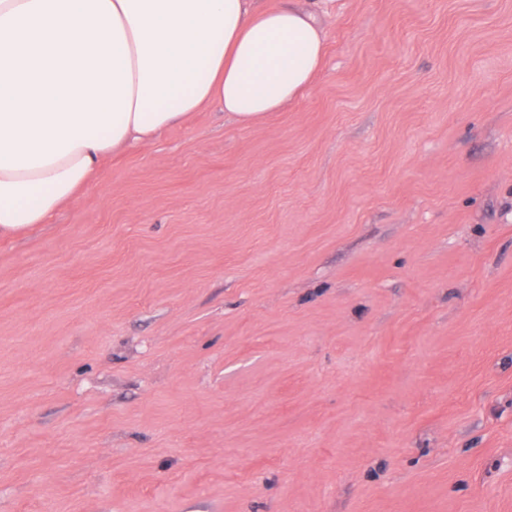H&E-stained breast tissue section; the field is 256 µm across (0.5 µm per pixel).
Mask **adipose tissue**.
<instances>
[{
  "label": "adipose tissue",
  "mask_w": 512,
  "mask_h": 512,
  "mask_svg": "<svg viewBox=\"0 0 512 512\" xmlns=\"http://www.w3.org/2000/svg\"><path fill=\"white\" fill-rule=\"evenodd\" d=\"M323 3L0 0V237L50 223L107 157L196 112L249 127L297 100Z\"/></svg>",
  "instance_id": "adipose-tissue-1"
}]
</instances>
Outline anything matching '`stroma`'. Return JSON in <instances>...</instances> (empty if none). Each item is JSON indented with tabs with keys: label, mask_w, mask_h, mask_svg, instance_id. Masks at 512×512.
Returning a JSON list of instances; mask_svg holds the SVG:
<instances>
[{
	"label": "stroma",
	"mask_w": 512,
	"mask_h": 512,
	"mask_svg": "<svg viewBox=\"0 0 512 512\" xmlns=\"http://www.w3.org/2000/svg\"><path fill=\"white\" fill-rule=\"evenodd\" d=\"M0 238V512H512V0H335Z\"/></svg>",
	"instance_id": "35a3bbf8"
}]
</instances>
